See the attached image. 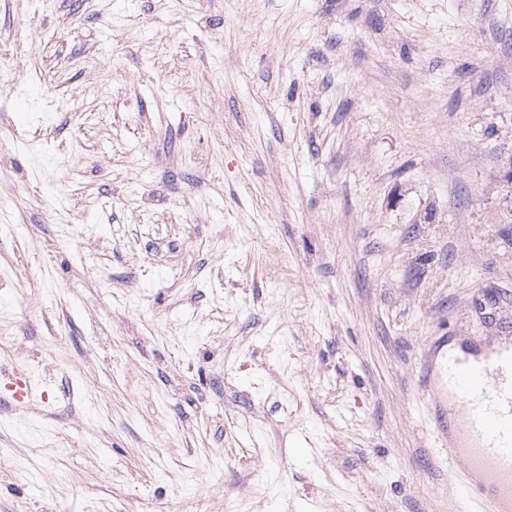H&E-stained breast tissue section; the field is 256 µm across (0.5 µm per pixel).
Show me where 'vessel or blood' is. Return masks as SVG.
<instances>
[{
	"mask_svg": "<svg viewBox=\"0 0 512 512\" xmlns=\"http://www.w3.org/2000/svg\"><path fill=\"white\" fill-rule=\"evenodd\" d=\"M12 397L26 406L35 386L25 365L11 372ZM420 382L460 493L493 512H512V347L426 358Z\"/></svg>",
	"mask_w": 512,
	"mask_h": 512,
	"instance_id": "1",
	"label": "vessel or blood"
}]
</instances>
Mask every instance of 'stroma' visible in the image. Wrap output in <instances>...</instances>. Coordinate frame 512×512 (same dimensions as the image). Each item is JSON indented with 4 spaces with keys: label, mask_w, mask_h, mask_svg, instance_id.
Masks as SVG:
<instances>
[{
    "label": "stroma",
    "mask_w": 512,
    "mask_h": 512,
    "mask_svg": "<svg viewBox=\"0 0 512 512\" xmlns=\"http://www.w3.org/2000/svg\"><path fill=\"white\" fill-rule=\"evenodd\" d=\"M0 55V512H466L419 363L512 336V0H0ZM10 376L13 386L12 397L18 406L25 407L36 389L31 376L24 364H16Z\"/></svg>",
    "instance_id": "35a3bbf8"
}]
</instances>
